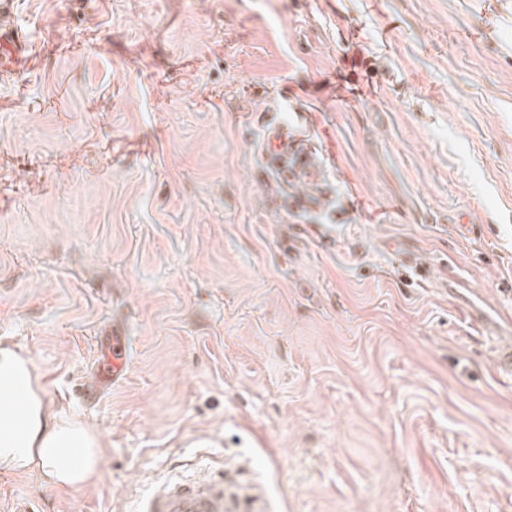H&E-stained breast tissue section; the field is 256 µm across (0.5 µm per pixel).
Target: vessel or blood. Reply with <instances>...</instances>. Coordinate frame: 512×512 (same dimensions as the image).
I'll return each mask as SVG.
<instances>
[{
    "instance_id": "1",
    "label": "vessel or blood",
    "mask_w": 512,
    "mask_h": 512,
    "mask_svg": "<svg viewBox=\"0 0 512 512\" xmlns=\"http://www.w3.org/2000/svg\"><path fill=\"white\" fill-rule=\"evenodd\" d=\"M0 0V72L11 69L16 60L30 51L18 32L5 26L6 6ZM267 162L282 180H302L316 185L322 162L302 131L287 126L273 128L268 138ZM129 365V350L121 338H113L112 349L98 368L94 384L124 379ZM136 512H271L264 493L255 485L241 481L234 469L213 467L200 475L179 476L157 484L138 498Z\"/></svg>"
}]
</instances>
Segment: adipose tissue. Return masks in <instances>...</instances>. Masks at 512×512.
I'll use <instances>...</instances> for the list:
<instances>
[{"label":"adipose tissue","mask_w":512,"mask_h":512,"mask_svg":"<svg viewBox=\"0 0 512 512\" xmlns=\"http://www.w3.org/2000/svg\"><path fill=\"white\" fill-rule=\"evenodd\" d=\"M101 461L97 435L78 416L51 408L32 360L0 344V472H34L47 486L76 489Z\"/></svg>","instance_id":"obj_1"}]
</instances>
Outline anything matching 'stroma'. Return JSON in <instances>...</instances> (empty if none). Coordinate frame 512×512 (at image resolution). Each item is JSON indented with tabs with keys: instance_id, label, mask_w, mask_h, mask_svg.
Wrapping results in <instances>:
<instances>
[{
	"instance_id": "obj_1",
	"label": "stroma",
	"mask_w": 512,
	"mask_h": 512,
	"mask_svg": "<svg viewBox=\"0 0 512 512\" xmlns=\"http://www.w3.org/2000/svg\"><path fill=\"white\" fill-rule=\"evenodd\" d=\"M0 342L101 441L0 512L240 465L273 512H512V0H13ZM306 130L326 203L267 165ZM428 276H419L417 265ZM128 375L89 395L113 337Z\"/></svg>"
}]
</instances>
